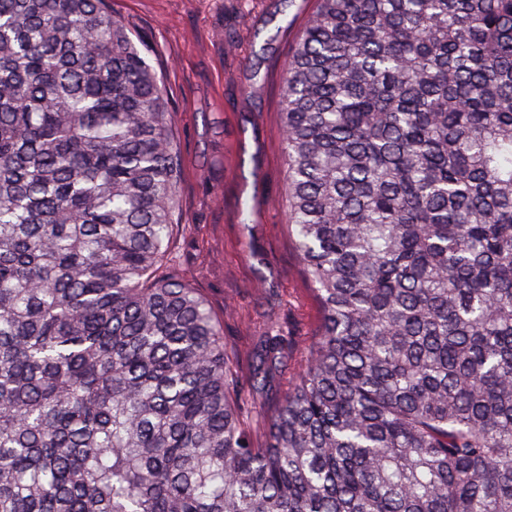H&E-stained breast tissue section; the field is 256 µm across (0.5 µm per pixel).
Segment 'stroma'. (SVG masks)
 Listing matches in <instances>:
<instances>
[{
	"label": "stroma",
	"mask_w": 512,
	"mask_h": 512,
	"mask_svg": "<svg viewBox=\"0 0 512 512\" xmlns=\"http://www.w3.org/2000/svg\"><path fill=\"white\" fill-rule=\"evenodd\" d=\"M150 50L184 157L176 271L249 354L318 313L288 239L280 112L288 56L314 0H108ZM249 202L251 223L241 221Z\"/></svg>",
	"instance_id": "1"
}]
</instances>
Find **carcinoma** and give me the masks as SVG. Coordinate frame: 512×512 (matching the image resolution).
I'll return each mask as SVG.
<instances>
[{"mask_svg": "<svg viewBox=\"0 0 512 512\" xmlns=\"http://www.w3.org/2000/svg\"><path fill=\"white\" fill-rule=\"evenodd\" d=\"M317 2L281 121L320 326L245 370L167 271L149 50L0 0V512H512V0Z\"/></svg>", "mask_w": 512, "mask_h": 512, "instance_id": "carcinoma-1", "label": "carcinoma"}]
</instances>
